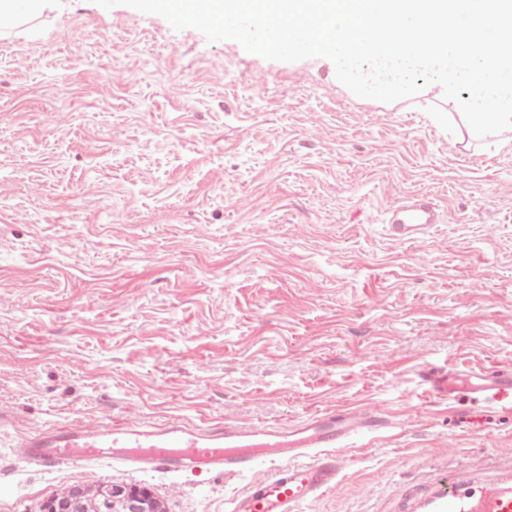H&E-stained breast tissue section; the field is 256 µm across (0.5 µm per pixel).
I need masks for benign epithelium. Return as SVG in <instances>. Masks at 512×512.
I'll return each mask as SVG.
<instances>
[{"label":"benign epithelium","mask_w":512,"mask_h":512,"mask_svg":"<svg viewBox=\"0 0 512 512\" xmlns=\"http://www.w3.org/2000/svg\"><path fill=\"white\" fill-rule=\"evenodd\" d=\"M38 512H166L163 502L144 487L77 484L63 496L45 498Z\"/></svg>","instance_id":"obj_1"}]
</instances>
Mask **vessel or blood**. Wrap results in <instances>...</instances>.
<instances>
[{"label":"vessel or blood","mask_w":512,"mask_h":512,"mask_svg":"<svg viewBox=\"0 0 512 512\" xmlns=\"http://www.w3.org/2000/svg\"><path fill=\"white\" fill-rule=\"evenodd\" d=\"M443 213L424 195L397 200L383 224L402 243L423 238ZM375 407L324 410L287 425L264 423H157L135 420L69 423L22 439L16 451L46 470L105 463L140 471H188L196 476H251L247 490L231 502L230 512H297L301 504L336 485L344 458L339 448L388 428ZM276 467L262 477L259 462ZM480 462L448 475L434 490L428 512H512V460L496 478H479Z\"/></svg>","instance_id":"b4317fda"}]
</instances>
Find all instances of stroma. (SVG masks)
I'll return each mask as SVG.
<instances>
[{
    "mask_svg": "<svg viewBox=\"0 0 512 512\" xmlns=\"http://www.w3.org/2000/svg\"><path fill=\"white\" fill-rule=\"evenodd\" d=\"M263 74L256 94L251 79ZM445 221L388 237L396 200ZM512 145L429 88L361 98L308 58L94 0L0 37V512L76 483L227 512L247 476L48 472L13 454L74 421L290 424L378 405L401 428L342 449L298 512H413L512 458ZM453 375L452 398L426 376Z\"/></svg>",
    "mask_w": 512,
    "mask_h": 512,
    "instance_id": "stroma-1",
    "label": "stroma"
}]
</instances>
